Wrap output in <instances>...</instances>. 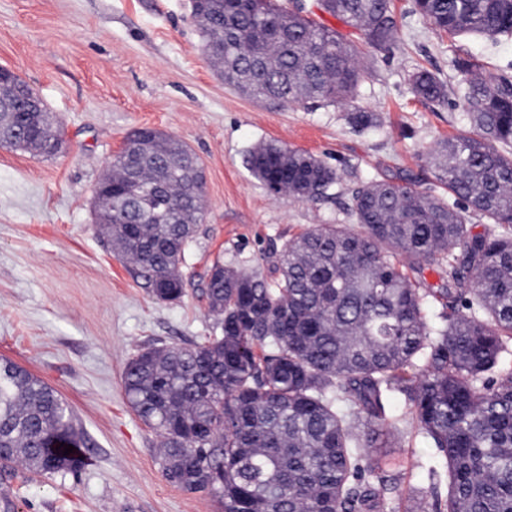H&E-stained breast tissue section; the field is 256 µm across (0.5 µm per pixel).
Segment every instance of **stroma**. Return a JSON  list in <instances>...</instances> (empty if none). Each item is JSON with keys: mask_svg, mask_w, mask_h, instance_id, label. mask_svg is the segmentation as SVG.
Masks as SVG:
<instances>
[{"mask_svg": "<svg viewBox=\"0 0 512 512\" xmlns=\"http://www.w3.org/2000/svg\"><path fill=\"white\" fill-rule=\"evenodd\" d=\"M393 3L396 41L378 52L363 95L283 107L225 87L200 50L191 0H0V67L34 90L65 140L53 157L0 147V357L59 393L89 457L63 478L0 476V512H222L217 499L163 477L161 438L129 407L124 367L149 342L190 346L219 333L203 297L213 261L277 279L269 252L310 226L350 223L361 184L408 176L418 190L434 187L424 151L470 132L456 57L511 76L512 38L454 40L414 14L412 0ZM420 67L446 84L447 102L413 96L408 78ZM354 107L381 113L384 130L353 132ZM139 127L185 142L206 177V221L181 267L186 294L173 303L141 288L91 213L96 185ZM269 140L324 160L337 184L310 202L270 195L248 166ZM427 449L417 435L394 449L395 512L431 487L415 464Z\"/></svg>", "mask_w": 512, "mask_h": 512, "instance_id": "1", "label": "stroma"}]
</instances>
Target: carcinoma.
<instances>
[{"label":"carcinoma","mask_w":512,"mask_h":512,"mask_svg":"<svg viewBox=\"0 0 512 512\" xmlns=\"http://www.w3.org/2000/svg\"><path fill=\"white\" fill-rule=\"evenodd\" d=\"M202 51L224 84L280 105H339L371 73L365 57L398 29L391 0H321L319 11L358 30L367 50L277 0H200ZM425 22L451 37H512V0H414ZM456 95L469 135L425 152L439 191L408 177L371 180L352 194V224H318L283 243L280 277L215 260L204 296L221 332L191 346L158 343L126 365L128 403L162 438L165 479L206 491L224 512H395L378 475L410 431L434 448L429 476L445 500L415 498L412 512H512V76L485 75L469 59ZM411 91L448 99L421 69ZM356 132L383 131L377 112L347 115ZM55 117L0 112V143L51 154ZM95 195L112 207L96 223L162 302L180 300L179 271L199 227V162L180 140H138ZM249 168L272 194L327 195L338 174L314 155L272 140ZM489 227L472 232V216ZM437 266L448 287L412 277ZM404 396L407 410L393 403ZM75 447L62 453V444ZM84 439L66 403L41 379L0 359V471L38 477L77 471ZM377 476L378 486L365 481Z\"/></svg>","instance_id":"1"}]
</instances>
